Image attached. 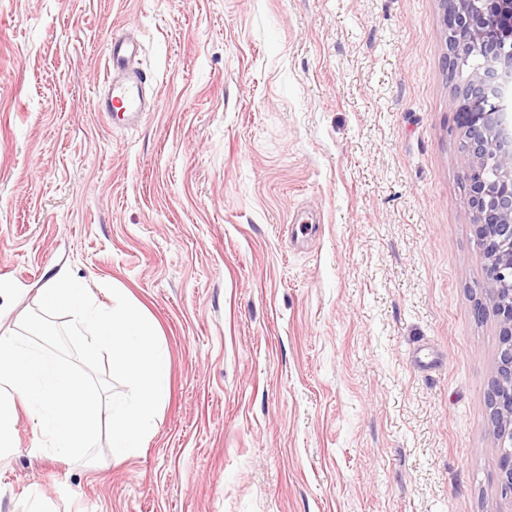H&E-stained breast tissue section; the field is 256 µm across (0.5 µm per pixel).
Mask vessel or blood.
<instances>
[{"label": "vessel or blood", "instance_id": "b4317fda", "mask_svg": "<svg viewBox=\"0 0 512 512\" xmlns=\"http://www.w3.org/2000/svg\"><path fill=\"white\" fill-rule=\"evenodd\" d=\"M141 51L131 28L113 31L105 45L104 77L95 97L98 111L121 114L131 126L139 125L161 106L153 74L134 65Z\"/></svg>", "mask_w": 512, "mask_h": 512}]
</instances>
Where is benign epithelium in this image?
Instances as JSON below:
<instances>
[{"mask_svg":"<svg viewBox=\"0 0 512 512\" xmlns=\"http://www.w3.org/2000/svg\"><path fill=\"white\" fill-rule=\"evenodd\" d=\"M512 0H446L444 23L452 104L470 161L473 222L488 260L487 288L499 325L496 375L488 393L501 489L512 495V116L504 105L512 81Z\"/></svg>","mask_w":512,"mask_h":512,"instance_id":"obj_1","label":"benign epithelium"}]
</instances>
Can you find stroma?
<instances>
[{
    "label": "stroma",
    "instance_id": "stroma-1",
    "mask_svg": "<svg viewBox=\"0 0 512 512\" xmlns=\"http://www.w3.org/2000/svg\"><path fill=\"white\" fill-rule=\"evenodd\" d=\"M443 0H0V334L71 270L153 322L144 448L85 466L18 410L0 512H512L499 327ZM162 106L96 112L113 29Z\"/></svg>",
    "mask_w": 512,
    "mask_h": 512
}]
</instances>
